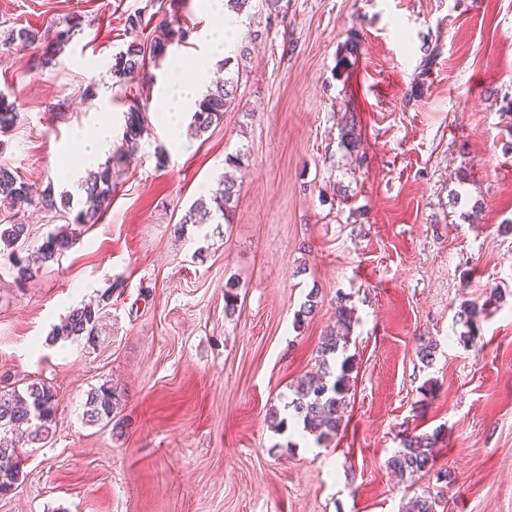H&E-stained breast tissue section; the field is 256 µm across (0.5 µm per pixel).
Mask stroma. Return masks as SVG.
Listing matches in <instances>:
<instances>
[{"instance_id":"35a3bbf8","label":"stroma","mask_w":512,"mask_h":512,"mask_svg":"<svg viewBox=\"0 0 512 512\" xmlns=\"http://www.w3.org/2000/svg\"><path fill=\"white\" fill-rule=\"evenodd\" d=\"M282 6L256 15L223 120L197 135L183 116L175 142L152 120L59 263L20 284L0 258V388L37 380L58 400L53 438L21 449L0 512H406L427 490L442 492L438 512H512V0ZM135 12L142 38L167 16L189 37L119 85L108 64ZM212 23L201 0H0V92L16 103L0 160L82 209L92 164L73 141L121 128L133 96L167 86L172 58L192 70ZM23 26L72 27L56 65L9 44ZM349 124L355 153L340 142ZM226 173L240 187L231 223H182ZM495 290L464 346L460 306ZM105 292L95 342H49ZM342 298L357 364L344 424L322 444L276 433L267 416L316 370ZM422 338L437 344L429 366ZM102 384L117 421L92 425L86 393ZM437 428L448 486L399 480L387 461L402 432Z\"/></svg>"}]
</instances>
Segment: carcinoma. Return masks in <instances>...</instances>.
Returning <instances> with one entry per match:
<instances>
[{
	"mask_svg": "<svg viewBox=\"0 0 512 512\" xmlns=\"http://www.w3.org/2000/svg\"><path fill=\"white\" fill-rule=\"evenodd\" d=\"M168 37L151 41L133 38L126 49L112 56L110 71L118 83L134 81L147 67L156 65L164 59L168 46L182 42L188 32L183 27H174L166 23ZM71 30H58L55 35L40 32L36 28L21 27L11 31L8 40L11 44L23 47L45 45L40 57L41 66L56 64L58 54L70 39ZM234 61L231 56L224 57L227 74L224 82L215 85L198 103L191 117L190 126L197 133H204L213 122L220 120L224 112L235 107L236 94L243 72L230 69ZM148 104L139 99L129 104L123 115L122 139L127 151L138 149L140 141L149 126ZM121 157H115L112 165L100 167L88 173L82 188L86 194V208L79 210L72 223L78 225L95 224L99 221L104 204L112 196L115 182V168L120 166ZM240 189L231 179H222L217 188L206 196L198 198L186 211L180 224H195L200 214H217L224 220L233 215L239 198ZM33 202V190L16 173L0 162V206L8 213L13 222L0 229V254L7 255L15 271L18 282H26L37 276L44 266L59 261L73 245L76 232L69 225L59 227L46 235L38 247V265H33L28 257L21 255V247L29 237V225L14 220V217L26 205ZM42 208L54 218H65L70 214V195L63 194L55 198L51 189L44 190L38 198ZM110 295L102 297L97 304H84L70 311L68 316L57 325L51 335V341L84 338L94 340L102 303ZM484 308L475 302L466 303L458 313L459 321L467 327L462 341L466 346H474L478 339V319ZM352 309L341 303L336 307V321L344 328V333L329 331L322 337L317 348L319 372L301 377L292 389L291 400L285 405L288 415L275 410L269 415L271 428L279 433L288 429V422L303 427V431L315 437L317 443H324L338 434L345 411L350 404V395L354 378L355 364L353 356L348 354ZM120 404L118 394L112 387L101 385L91 389L85 401L84 416L91 424L110 423ZM58 406L53 390L41 383L33 382L24 389L0 390V436H16L22 445L30 448L44 447L55 433ZM442 428L430 433L415 431L403 435L400 448L392 455L387 465L400 479H414L436 471V478L448 481V470H435L436 449ZM21 460L17 448L0 444V493H10L16 489L20 480ZM441 503L440 495L426 492L412 503L411 512H437Z\"/></svg>",
	"mask_w": 512,
	"mask_h": 512,
	"instance_id": "carcinoma-1",
	"label": "carcinoma"
}]
</instances>
